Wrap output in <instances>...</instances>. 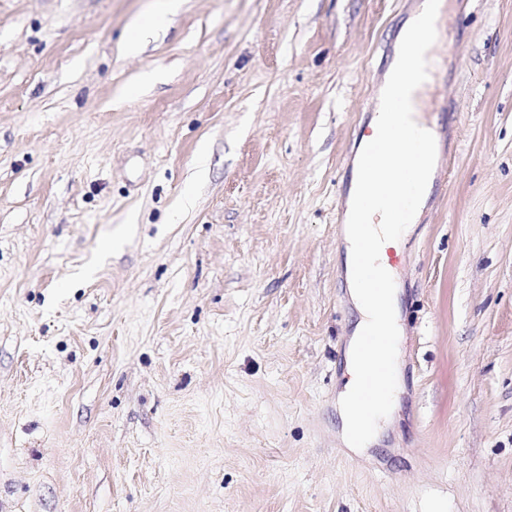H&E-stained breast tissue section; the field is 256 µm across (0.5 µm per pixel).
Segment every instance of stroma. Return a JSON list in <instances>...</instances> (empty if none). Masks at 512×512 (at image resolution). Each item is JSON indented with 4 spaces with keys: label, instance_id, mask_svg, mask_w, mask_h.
Here are the masks:
<instances>
[{
    "label": "stroma",
    "instance_id": "obj_1",
    "mask_svg": "<svg viewBox=\"0 0 512 512\" xmlns=\"http://www.w3.org/2000/svg\"><path fill=\"white\" fill-rule=\"evenodd\" d=\"M0 0V512H512V0L434 75L399 403L340 439L336 221L413 0ZM166 22L165 13H151L144 19L136 22L129 31V37L126 44L128 53L141 51L143 44L156 31L161 29Z\"/></svg>",
    "mask_w": 512,
    "mask_h": 512
}]
</instances>
